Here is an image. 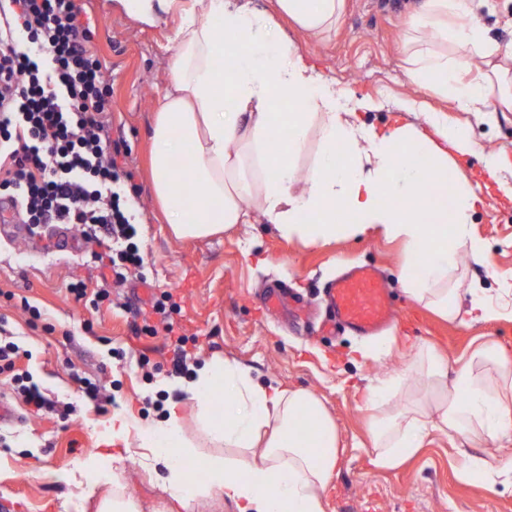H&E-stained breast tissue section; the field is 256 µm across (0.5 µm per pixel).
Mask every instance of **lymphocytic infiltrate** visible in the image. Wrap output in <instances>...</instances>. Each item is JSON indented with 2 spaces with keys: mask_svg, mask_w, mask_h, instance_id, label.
Returning <instances> with one entry per match:
<instances>
[{
  "mask_svg": "<svg viewBox=\"0 0 512 512\" xmlns=\"http://www.w3.org/2000/svg\"><path fill=\"white\" fill-rule=\"evenodd\" d=\"M91 38L78 0H6L0 9V193L32 227L75 224L116 242L117 251L91 254L115 272L142 262L139 216L115 175L110 89ZM31 356L0 338V375L30 410L55 412L31 372L16 370Z\"/></svg>",
  "mask_w": 512,
  "mask_h": 512,
  "instance_id": "f902f5d3",
  "label": "lymphocytic infiltrate"
}]
</instances>
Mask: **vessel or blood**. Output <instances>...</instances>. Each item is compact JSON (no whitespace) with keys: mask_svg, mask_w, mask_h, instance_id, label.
Returning <instances> with one entry per match:
<instances>
[{"mask_svg":"<svg viewBox=\"0 0 512 512\" xmlns=\"http://www.w3.org/2000/svg\"><path fill=\"white\" fill-rule=\"evenodd\" d=\"M0 235L29 240L30 234L21 224L17 209L0 205ZM332 324L361 336L379 333L391 320L393 312L381 278L365 267L338 279L327 292Z\"/></svg>","mask_w":512,"mask_h":512,"instance_id":"1","label":"vessel or blood"}]
</instances>
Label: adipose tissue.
Wrapping results in <instances>:
<instances>
[{
    "instance_id": "ef3b65f1",
    "label": "adipose tissue",
    "mask_w": 512,
    "mask_h": 512,
    "mask_svg": "<svg viewBox=\"0 0 512 512\" xmlns=\"http://www.w3.org/2000/svg\"><path fill=\"white\" fill-rule=\"evenodd\" d=\"M279 12L312 36L335 30L345 0H276ZM134 20L175 23L171 78L151 128L155 197L178 239L209 237L257 218L285 241L316 246L339 237L379 232L422 255L416 276L403 275L406 294L441 317H460L463 256L483 261L485 243L468 228L480 198L451 177L448 153L472 150L469 130L426 112L427 129L389 133L359 120L335 87L266 12L236 0H113ZM407 76L462 112L486 119L512 112V45L492 39L470 0H422L405 40ZM487 66L466 82L464 65ZM317 133L312 165L300 169L309 131ZM348 213L351 223L338 219ZM413 371L421 391L409 404L392 400L403 381L393 374L372 387L373 463L394 469L422 446L429 431L465 441L512 440V359L494 341L477 345L456 371L431 348L419 347ZM211 452L184 429L180 405L163 421H112L114 438L137 428L147 466L160 473L170 499L189 512L196 502L232 503L236 512H325L336 473L339 436L310 391L260 383L238 362L205 361L182 386ZM232 456H224V449ZM206 465L199 483L191 462ZM84 502L94 512H141L122 473L89 465Z\"/></svg>"
}]
</instances>
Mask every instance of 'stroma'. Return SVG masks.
Masks as SVG:
<instances>
[{
  "label": "stroma",
  "instance_id": "1",
  "mask_svg": "<svg viewBox=\"0 0 512 512\" xmlns=\"http://www.w3.org/2000/svg\"><path fill=\"white\" fill-rule=\"evenodd\" d=\"M107 0H80L83 19L93 32L91 45L103 61L112 86L114 136L126 149L118 158L119 175H131L140 204L144 265L141 279L112 285L111 307L94 311L67 294L70 283L89 280V254L81 248L37 251L21 241L0 239V327L20 336L33 357L19 367L31 371L50 396L76 403L71 415H38L15 403L14 421L0 425V512H77L83 473L89 461L112 467V420L126 416L158 419L147 405L153 387L170 380L173 348L163 336L135 334L141 284L176 293L182 310L174 320L198 337L196 363L215 356L233 358L260 381L270 378L314 393L336 424L341 452L326 493V512H512V485L487 486L458 477L462 454L512 457V441L465 443L432 432L423 450L403 467L381 471L371 464L369 414L364 396L389 374L408 371L404 393L418 389L409 367L421 343L432 345L456 369L477 342L493 340L512 356V321L467 323L445 320L411 300L401 272L417 275L415 256L404 243L369 233L303 246L285 242L268 225L242 224L222 235L177 240L151 187L150 129L159 97L170 79L172 20L141 26L111 12ZM420 0H346L335 33L307 37L291 25L283 32L333 82L337 90L362 104L361 118L385 133L396 126L422 125L417 112H406L408 99L446 112L449 122L468 126L475 147L455 156L463 176L483 199L469 226L483 240L490 263L464 259L458 276L497 295L512 283V199L498 181L486 180L484 156L497 153L512 169V112L495 122L452 109L447 101L410 82L402 41L405 23ZM366 266L383 279L397 315L383 337L350 330L333 335L315 332L288 310L262 312L257 296L273 282L298 289L316 309L326 291L348 267ZM38 306L43 324L31 327L22 301ZM392 341L390 356H373L381 338ZM99 379L108 402L80 400L77 377ZM124 478L142 512H169L160 480L139 462L126 463Z\"/></svg>",
  "mask_w": 512,
  "mask_h": 512
}]
</instances>
